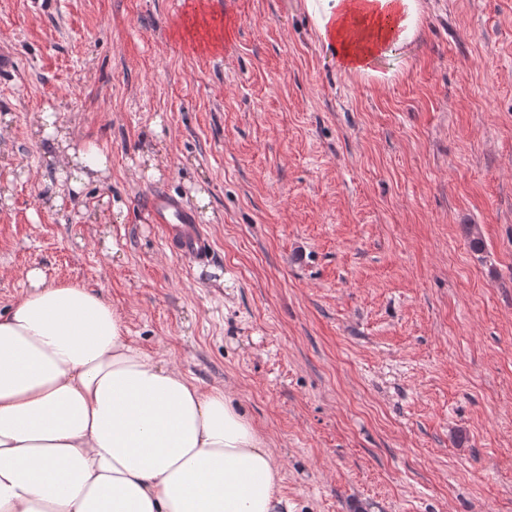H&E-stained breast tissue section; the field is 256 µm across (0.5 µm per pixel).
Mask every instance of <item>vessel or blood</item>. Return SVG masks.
I'll return each instance as SVG.
<instances>
[{"mask_svg": "<svg viewBox=\"0 0 512 512\" xmlns=\"http://www.w3.org/2000/svg\"><path fill=\"white\" fill-rule=\"evenodd\" d=\"M147 209L173 254L199 263L207 261V240L194 215L175 197L155 192L147 200Z\"/></svg>", "mask_w": 512, "mask_h": 512, "instance_id": "1", "label": "vessel or blood"}]
</instances>
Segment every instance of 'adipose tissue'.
I'll return each instance as SVG.
<instances>
[{
  "label": "adipose tissue",
  "instance_id": "obj_1",
  "mask_svg": "<svg viewBox=\"0 0 512 512\" xmlns=\"http://www.w3.org/2000/svg\"><path fill=\"white\" fill-rule=\"evenodd\" d=\"M343 72L376 77L411 43L420 0H305ZM65 142L72 187L103 173ZM0 314V512H292L283 466L223 388L133 346L111 304L41 270Z\"/></svg>",
  "mask_w": 512,
  "mask_h": 512
}]
</instances>
